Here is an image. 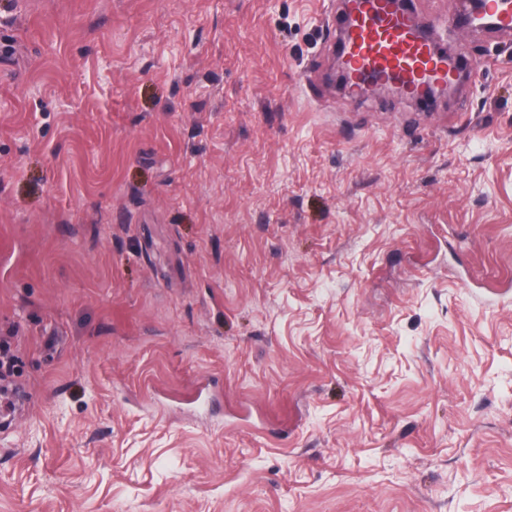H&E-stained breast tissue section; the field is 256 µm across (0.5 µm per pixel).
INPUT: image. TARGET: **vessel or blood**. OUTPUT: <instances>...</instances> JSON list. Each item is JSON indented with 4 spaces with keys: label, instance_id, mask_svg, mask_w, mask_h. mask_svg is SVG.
<instances>
[{
    "label": "vessel or blood",
    "instance_id": "vessel-or-blood-1",
    "mask_svg": "<svg viewBox=\"0 0 512 512\" xmlns=\"http://www.w3.org/2000/svg\"><path fill=\"white\" fill-rule=\"evenodd\" d=\"M485 11L494 30L512 32V0H486ZM332 25L350 77L349 97L359 96L358 81L364 76L378 85L399 80L413 96L426 82L448 78V53L431 37V22L415 21L410 10L394 13L383 0H370L367 7L334 19Z\"/></svg>",
    "mask_w": 512,
    "mask_h": 512
}]
</instances>
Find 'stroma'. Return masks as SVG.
<instances>
[{"label":"stroma","mask_w":512,"mask_h":512,"mask_svg":"<svg viewBox=\"0 0 512 512\" xmlns=\"http://www.w3.org/2000/svg\"><path fill=\"white\" fill-rule=\"evenodd\" d=\"M412 3L428 109L341 0H0V512H512V33ZM331 25L338 29L350 98L362 95L358 80L363 76L378 85L400 80L418 96L426 82L448 80V67L456 70L448 51L430 36L431 22L418 24L409 8L393 13L382 0H372L352 16L333 18Z\"/></svg>","instance_id":"obj_1"}]
</instances>
